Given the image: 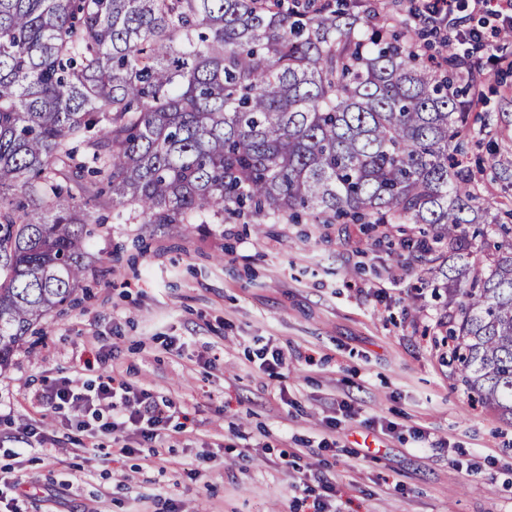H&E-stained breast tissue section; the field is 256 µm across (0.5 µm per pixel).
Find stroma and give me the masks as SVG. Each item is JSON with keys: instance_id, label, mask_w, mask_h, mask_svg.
<instances>
[{"instance_id": "35a3bbf8", "label": "stroma", "mask_w": 512, "mask_h": 512, "mask_svg": "<svg viewBox=\"0 0 512 512\" xmlns=\"http://www.w3.org/2000/svg\"><path fill=\"white\" fill-rule=\"evenodd\" d=\"M492 53L512 56V36L470 59L486 126L462 151L495 214L512 197L491 170L512 164V69ZM410 231L102 225L71 303L0 372V512H301L326 481L339 512H512V424L442 362V312L398 246ZM264 348L284 352L280 373ZM109 372L172 400L160 450L86 447L35 399L43 381ZM30 427L47 448L23 442Z\"/></svg>"}]
</instances>
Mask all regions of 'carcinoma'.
Returning a JSON list of instances; mask_svg holds the SVG:
<instances>
[{
    "mask_svg": "<svg viewBox=\"0 0 512 512\" xmlns=\"http://www.w3.org/2000/svg\"><path fill=\"white\" fill-rule=\"evenodd\" d=\"M333 0H0V370L116 224H419L462 383L512 423V244L486 224L480 73ZM20 188L6 198L4 189Z\"/></svg>",
    "mask_w": 512,
    "mask_h": 512,
    "instance_id": "1",
    "label": "carcinoma"
}]
</instances>
